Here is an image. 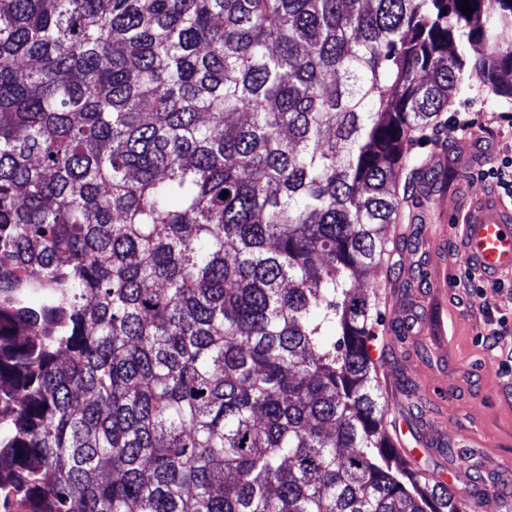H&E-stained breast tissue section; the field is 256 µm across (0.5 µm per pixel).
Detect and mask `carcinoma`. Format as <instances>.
Returning a JSON list of instances; mask_svg holds the SVG:
<instances>
[{"label":"carcinoma","mask_w":512,"mask_h":512,"mask_svg":"<svg viewBox=\"0 0 512 512\" xmlns=\"http://www.w3.org/2000/svg\"><path fill=\"white\" fill-rule=\"evenodd\" d=\"M462 2L0 0V512H461L356 283L415 134L512 100Z\"/></svg>","instance_id":"carcinoma-1"}]
</instances>
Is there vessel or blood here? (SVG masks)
<instances>
[{"label": "vessel or blood", "mask_w": 512, "mask_h": 512, "mask_svg": "<svg viewBox=\"0 0 512 512\" xmlns=\"http://www.w3.org/2000/svg\"><path fill=\"white\" fill-rule=\"evenodd\" d=\"M462 252L481 277L494 279L512 272V206L492 194L478 196L458 219Z\"/></svg>", "instance_id": "b4317fda"}]
</instances>
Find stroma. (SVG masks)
I'll return each instance as SVG.
<instances>
[{"instance_id":"35a3bbf8","label":"stroma","mask_w":512,"mask_h":512,"mask_svg":"<svg viewBox=\"0 0 512 512\" xmlns=\"http://www.w3.org/2000/svg\"><path fill=\"white\" fill-rule=\"evenodd\" d=\"M448 110L470 113L474 125L454 136L439 125L409 148L424 173L397 227L410 239L385 257L393 272L380 290L370 355L389 430L407 426L404 447L415 448L424 425L438 426L418 470L445 481L463 512H501L500 497L485 489L512 483V375L499 369L512 358V276L484 281L479 296L464 288L471 272L454 211L495 191L482 173L512 154V103L477 83ZM502 316L508 323L493 350L486 333Z\"/></svg>"}]
</instances>
